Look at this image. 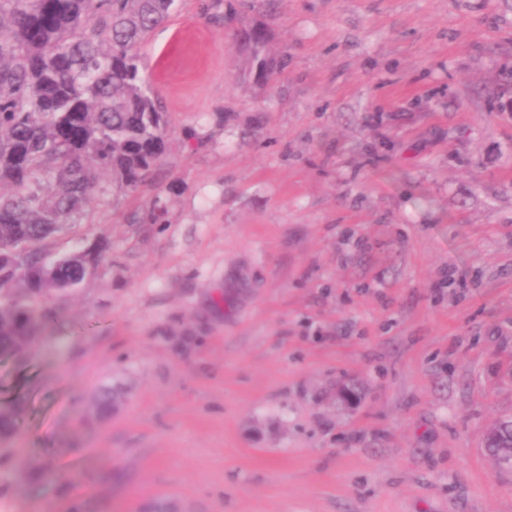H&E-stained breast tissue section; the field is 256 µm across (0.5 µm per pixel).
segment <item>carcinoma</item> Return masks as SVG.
Here are the masks:
<instances>
[{
	"instance_id": "carcinoma-1",
	"label": "carcinoma",
	"mask_w": 512,
	"mask_h": 512,
	"mask_svg": "<svg viewBox=\"0 0 512 512\" xmlns=\"http://www.w3.org/2000/svg\"><path fill=\"white\" fill-rule=\"evenodd\" d=\"M176 0H0V357L33 343L53 318L54 294L93 277L110 243L47 265L42 246L64 234L100 175L127 195L166 150L167 112L139 47ZM265 30L248 53L249 75L267 83L286 60ZM21 408L0 409V433ZM487 447L512 448V421L490 429Z\"/></svg>"
}]
</instances>
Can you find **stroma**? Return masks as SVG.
I'll return each mask as SVG.
<instances>
[{
  "instance_id": "obj_1",
  "label": "stroma",
  "mask_w": 512,
  "mask_h": 512,
  "mask_svg": "<svg viewBox=\"0 0 512 512\" xmlns=\"http://www.w3.org/2000/svg\"><path fill=\"white\" fill-rule=\"evenodd\" d=\"M140 54L168 150L45 243L112 248L0 359V512H512V0H177ZM257 25L262 26L264 31L256 39L249 38L253 42V47L248 53L252 65L249 76L257 83H268L283 69L286 60L283 56L278 57L270 53L269 31L259 22L253 23L250 28ZM488 448H511L502 454L506 458V469H512V424L507 418L497 421L490 429L487 437Z\"/></svg>"
}]
</instances>
